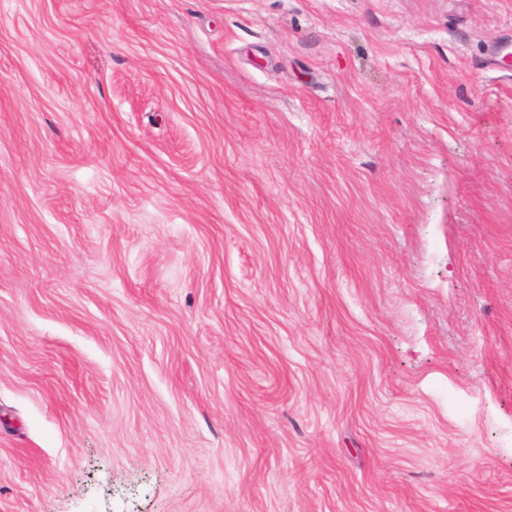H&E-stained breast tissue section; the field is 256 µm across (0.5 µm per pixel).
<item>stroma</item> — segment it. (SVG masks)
<instances>
[{
	"mask_svg": "<svg viewBox=\"0 0 512 512\" xmlns=\"http://www.w3.org/2000/svg\"><path fill=\"white\" fill-rule=\"evenodd\" d=\"M512 0H0V512H512Z\"/></svg>",
	"mask_w": 512,
	"mask_h": 512,
	"instance_id": "stroma-1",
	"label": "stroma"
}]
</instances>
